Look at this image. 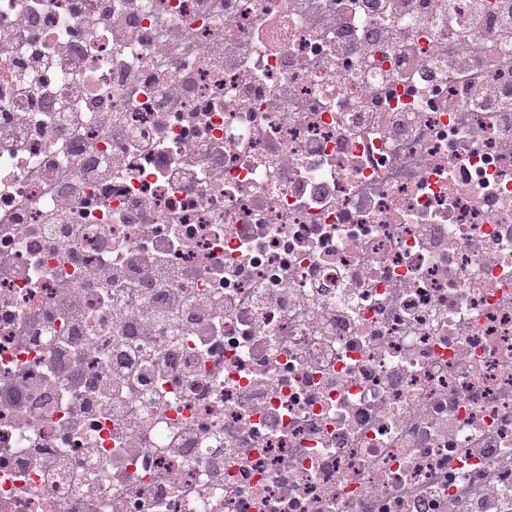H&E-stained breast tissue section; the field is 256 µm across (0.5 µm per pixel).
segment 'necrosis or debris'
Wrapping results in <instances>:
<instances>
[{
  "instance_id": "obj_1",
  "label": "necrosis or debris",
  "mask_w": 512,
  "mask_h": 512,
  "mask_svg": "<svg viewBox=\"0 0 512 512\" xmlns=\"http://www.w3.org/2000/svg\"><path fill=\"white\" fill-rule=\"evenodd\" d=\"M509 20L0 0V512H512Z\"/></svg>"
}]
</instances>
